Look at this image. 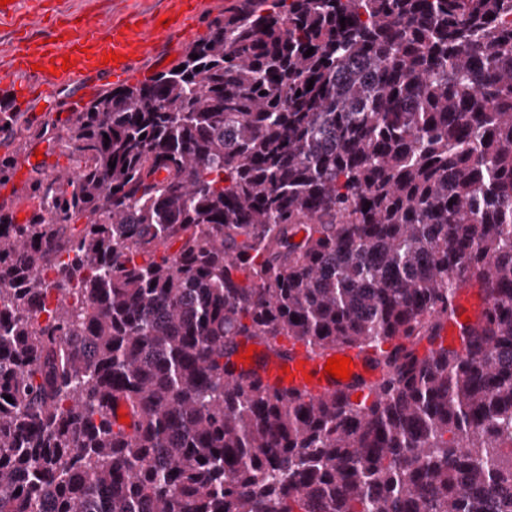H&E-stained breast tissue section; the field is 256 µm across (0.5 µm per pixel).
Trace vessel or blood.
<instances>
[{
  "mask_svg": "<svg viewBox=\"0 0 512 512\" xmlns=\"http://www.w3.org/2000/svg\"><path fill=\"white\" fill-rule=\"evenodd\" d=\"M201 7L202 0H166L163 15L171 17L172 22L165 28L160 27V17L155 15L129 12L119 20L105 22L90 10L83 12L74 28L43 34L38 30L40 0H11L0 7V21L17 24L5 67L7 72L26 77L27 93L49 96L70 90L75 96H87L96 90L98 81L118 86L135 80L139 61L152 55L159 44L178 40L187 19ZM109 53L121 54L122 62H105ZM66 57L72 62L67 70L61 67ZM252 355L264 383L273 389L299 391L317 399L350 387L351 381L324 374L326 356L300 343L284 344L269 360L258 352Z\"/></svg>",
  "mask_w": 512,
  "mask_h": 512,
  "instance_id": "obj_1",
  "label": "vessel or blood"
}]
</instances>
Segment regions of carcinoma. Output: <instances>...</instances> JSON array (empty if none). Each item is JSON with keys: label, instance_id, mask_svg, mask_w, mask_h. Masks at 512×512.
<instances>
[{"label": "carcinoma", "instance_id": "obj_1", "mask_svg": "<svg viewBox=\"0 0 512 512\" xmlns=\"http://www.w3.org/2000/svg\"><path fill=\"white\" fill-rule=\"evenodd\" d=\"M511 16L248 5L70 113L0 205V512H512ZM240 336L381 376L284 393Z\"/></svg>", "mask_w": 512, "mask_h": 512}]
</instances>
